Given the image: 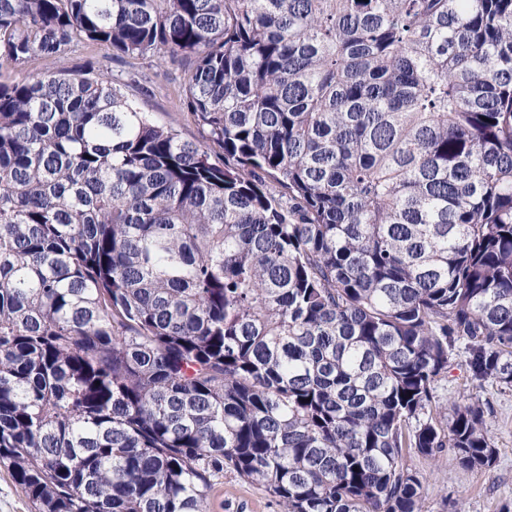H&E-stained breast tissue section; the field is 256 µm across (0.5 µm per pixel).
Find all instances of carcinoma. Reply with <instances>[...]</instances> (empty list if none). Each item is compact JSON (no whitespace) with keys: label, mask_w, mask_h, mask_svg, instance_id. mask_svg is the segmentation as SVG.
<instances>
[{"label":"carcinoma","mask_w":512,"mask_h":512,"mask_svg":"<svg viewBox=\"0 0 512 512\" xmlns=\"http://www.w3.org/2000/svg\"><path fill=\"white\" fill-rule=\"evenodd\" d=\"M90 44L187 61L191 142ZM0 465L35 512H425L512 390V0H0ZM467 371L462 359L455 358L451 367L448 368V377L439 383L438 393L443 399L457 397L459 392L468 393L469 383L467 381ZM222 483L212 493L207 512H280L281 508L256 486L231 473L224 474Z\"/></svg>","instance_id":"cac0c4a2"}]
</instances>
